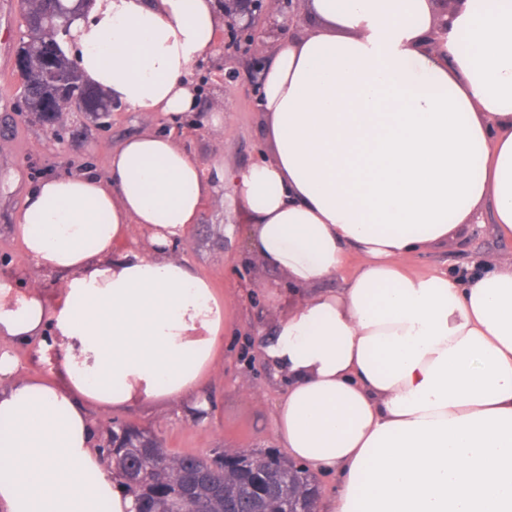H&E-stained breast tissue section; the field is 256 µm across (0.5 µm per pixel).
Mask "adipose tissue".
Masks as SVG:
<instances>
[{
  "label": "adipose tissue",
  "mask_w": 512,
  "mask_h": 512,
  "mask_svg": "<svg viewBox=\"0 0 512 512\" xmlns=\"http://www.w3.org/2000/svg\"><path fill=\"white\" fill-rule=\"evenodd\" d=\"M256 105L267 149L223 173L247 251L299 301L260 344L287 388L272 428L336 479L327 512H512V257L408 272L490 217L512 240V0H307ZM215 0H94L71 25L84 79L171 125L114 149L109 174L44 180L16 216L34 269L0 282V512H134L101 463L89 410L151 402L208 418L224 300L182 258L214 190L173 131L188 75L217 52ZM139 225L145 241H132ZM362 258L345 288L348 250ZM61 357L22 373L14 347Z\"/></svg>",
  "instance_id": "ef3b65f1"
}]
</instances>
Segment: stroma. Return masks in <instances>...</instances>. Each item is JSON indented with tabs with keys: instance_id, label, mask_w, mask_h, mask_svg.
I'll return each mask as SVG.
<instances>
[{
	"instance_id": "1",
	"label": "stroma",
	"mask_w": 512,
	"mask_h": 512,
	"mask_svg": "<svg viewBox=\"0 0 512 512\" xmlns=\"http://www.w3.org/2000/svg\"><path fill=\"white\" fill-rule=\"evenodd\" d=\"M23 29L20 0H0V278H14L30 268L13 234V224L27 195L43 180L86 170L106 174L112 148L132 135L164 127L153 116L120 106L106 127L81 117L59 134L24 112L14 67L15 47ZM191 78L201 87L202 110L224 113L222 129L197 122L175 133L215 185L202 205L190 242L175 250L196 272L210 278L226 300L229 329L224 355L205 385L209 419L203 424L192 422L176 403L111 413L95 411L91 417L98 435H105L116 422L136 426L156 434L173 454L211 457L234 449L264 453L279 447L271 429V414L284 384L262 360L259 342L297 304L298 297L283 272L247 254L249 219L224 197L225 166H248L265 148L254 93L245 78L225 81L211 58L195 65ZM510 253L512 241L499 239L492 224H473L463 245L418 253L411 258L410 267L424 274Z\"/></svg>"
}]
</instances>
